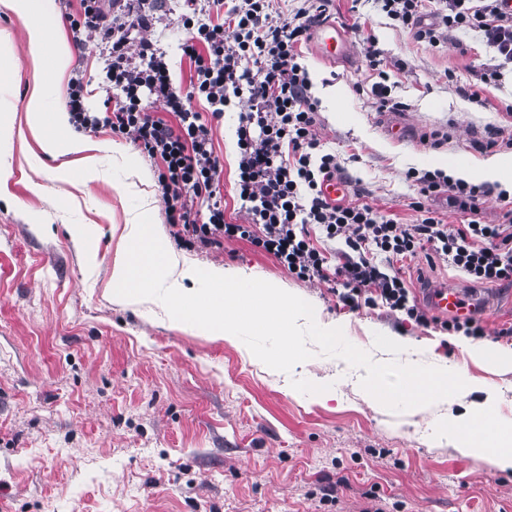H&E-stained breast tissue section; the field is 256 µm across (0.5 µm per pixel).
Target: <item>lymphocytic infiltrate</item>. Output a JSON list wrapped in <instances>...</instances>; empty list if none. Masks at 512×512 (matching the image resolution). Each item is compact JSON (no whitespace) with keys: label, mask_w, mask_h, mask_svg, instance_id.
Listing matches in <instances>:
<instances>
[{"label":"lymphocytic infiltrate","mask_w":512,"mask_h":512,"mask_svg":"<svg viewBox=\"0 0 512 512\" xmlns=\"http://www.w3.org/2000/svg\"><path fill=\"white\" fill-rule=\"evenodd\" d=\"M140 0H123L120 12L104 14L102 0H80L70 17L73 36L95 31L111 49L106 74V111H88L82 77L72 78L67 96L69 120L79 131L110 129L132 141L158 167V183L167 221L175 236L193 250L221 249L239 239L272 255L293 278L330 285L343 306L385 304L417 323H428L406 280L381 270V262L403 261L432 251L481 284L512 283V209L498 222L481 221L484 186L427 171L415 179L418 197L411 207L415 224H402L359 200L332 201L326 181L342 171L335 153L316 134L319 102L303 62L302 46L312 23L325 17L330 0H296L288 15L274 14V0H206L203 22L187 15L192 31L181 50L193 66L187 91L170 82L169 61L141 33L152 19ZM380 13L406 29L414 40L439 47L449 33L476 34L499 63L487 68L467 95L480 99L484 86L497 83L500 66L512 63V13L500 0H375ZM433 24H424V16ZM368 67L379 80L371 92L379 110L403 104L391 95L389 69L403 70L401 60L385 57L374 34L362 37ZM204 98L213 116H221L231 99L248 109L236 128L235 194L246 214L242 224L224 217V200L216 190L220 161L213 129L189 99ZM162 107L148 112L147 103ZM445 197L464 223L450 224L428 200ZM344 249L329 252L328 242Z\"/></svg>","instance_id":"f902f5d3"}]
</instances>
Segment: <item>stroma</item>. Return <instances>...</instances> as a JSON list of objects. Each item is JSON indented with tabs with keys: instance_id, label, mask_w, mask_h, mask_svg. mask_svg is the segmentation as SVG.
Segmentation results:
<instances>
[{
	"instance_id": "stroma-1",
	"label": "stroma",
	"mask_w": 512,
	"mask_h": 512,
	"mask_svg": "<svg viewBox=\"0 0 512 512\" xmlns=\"http://www.w3.org/2000/svg\"><path fill=\"white\" fill-rule=\"evenodd\" d=\"M350 7L333 0L327 13L349 38L347 62L303 52L320 100L317 133L339 155L350 188L381 214L413 224L417 190L408 172L512 156V67L474 102L464 89L496 63L476 37L453 32L436 49L413 40L373 0H363L356 17ZM144 8L155 18L148 38L166 51L173 85L186 87L183 0H145ZM364 29L406 64L388 79L403 110L375 104ZM70 48L67 74H83L85 105L100 111L109 46L93 32ZM0 63L12 70L0 84V122L24 130L0 135V161L9 166L0 182V512H512L511 469L437 440L447 419L459 423L457 438L467 437L463 417L489 388L497 396L484 439L512 426V366L493 361L512 351V336L502 333L512 326L511 284L475 283L439 255L395 263L415 295L448 285L481 304L485 334L474 339L383 307H343L327 284L291 277L243 240L209 252L179 246L157 168L130 141L105 128L71 131L126 153L121 166L99 153L91 180L74 154L44 151L27 134V99L50 61L34 59L23 23L1 9ZM240 110L230 106L212 122L224 214L235 224L245 220L233 190ZM435 131L447 136L437 146L427 139ZM490 137L497 146L479 149ZM132 169L145 171L155 228L186 264L241 268L305 296L377 362L389 355L375 348V334L411 338L418 349L400 362L448 364L471 388L395 414L361 388L362 370L342 360L317 355L285 374L253 360L241 340L175 329L156 307L114 302L112 263L135 210L126 188ZM472 343L484 356L469 354ZM313 385L327 392L325 403L311 400Z\"/></svg>"
}]
</instances>
